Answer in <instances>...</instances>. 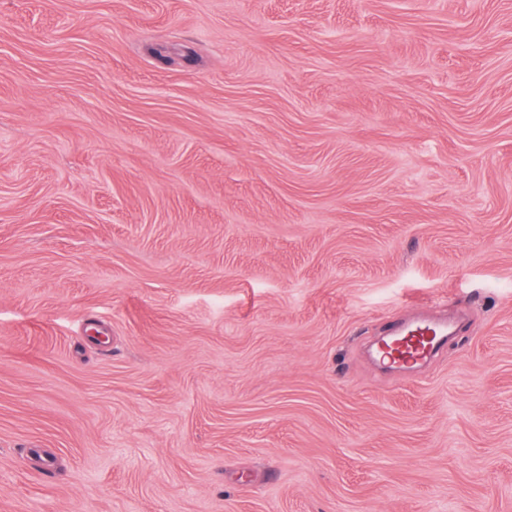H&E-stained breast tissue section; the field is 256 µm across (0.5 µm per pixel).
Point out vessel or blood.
Listing matches in <instances>:
<instances>
[{
  "label": "vessel or blood",
  "instance_id": "b4317fda",
  "mask_svg": "<svg viewBox=\"0 0 512 512\" xmlns=\"http://www.w3.org/2000/svg\"><path fill=\"white\" fill-rule=\"evenodd\" d=\"M447 341V324L419 320L382 338L374 348V358L386 369L411 372L430 360Z\"/></svg>",
  "mask_w": 512,
  "mask_h": 512
}]
</instances>
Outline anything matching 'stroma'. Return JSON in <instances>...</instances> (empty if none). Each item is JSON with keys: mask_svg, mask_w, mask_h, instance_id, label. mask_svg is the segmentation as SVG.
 I'll use <instances>...</instances> for the list:
<instances>
[{"mask_svg": "<svg viewBox=\"0 0 512 512\" xmlns=\"http://www.w3.org/2000/svg\"><path fill=\"white\" fill-rule=\"evenodd\" d=\"M0 512H512V0H0ZM448 342V324L419 320L382 338L374 348V358L382 367L415 371Z\"/></svg>", "mask_w": 512, "mask_h": 512, "instance_id": "35a3bbf8", "label": "stroma"}]
</instances>
